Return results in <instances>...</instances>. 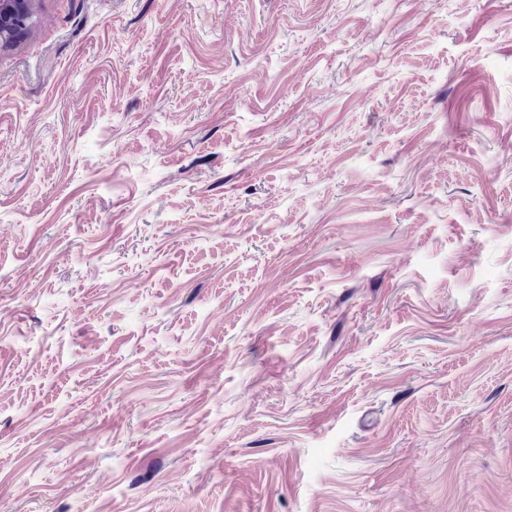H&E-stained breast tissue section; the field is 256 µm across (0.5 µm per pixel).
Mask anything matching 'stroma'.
Returning a JSON list of instances; mask_svg holds the SVG:
<instances>
[{"label": "stroma", "instance_id": "obj_1", "mask_svg": "<svg viewBox=\"0 0 512 512\" xmlns=\"http://www.w3.org/2000/svg\"><path fill=\"white\" fill-rule=\"evenodd\" d=\"M33 10L0 512H512V0Z\"/></svg>", "mask_w": 512, "mask_h": 512}]
</instances>
